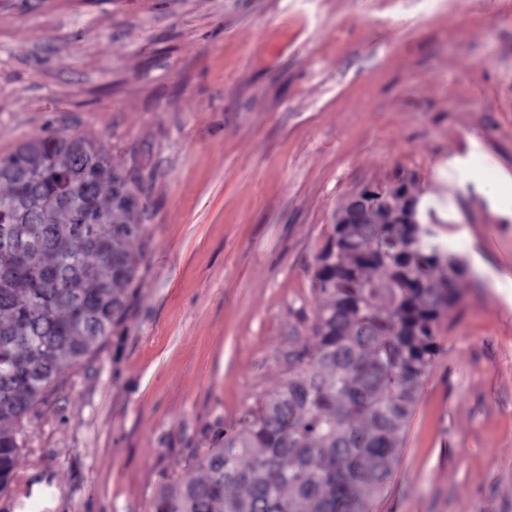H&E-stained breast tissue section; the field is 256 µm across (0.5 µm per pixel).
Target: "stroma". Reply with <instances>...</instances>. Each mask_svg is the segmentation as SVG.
<instances>
[{"instance_id": "35a3bbf8", "label": "stroma", "mask_w": 512, "mask_h": 512, "mask_svg": "<svg viewBox=\"0 0 512 512\" xmlns=\"http://www.w3.org/2000/svg\"><path fill=\"white\" fill-rule=\"evenodd\" d=\"M143 178L122 323L19 425L0 512H148L288 378L315 257L414 179L469 273L373 512H512V0H0V155Z\"/></svg>"}]
</instances>
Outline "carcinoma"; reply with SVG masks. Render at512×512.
I'll return each instance as SVG.
<instances>
[{
    "label": "carcinoma",
    "instance_id": "cac0c4a2",
    "mask_svg": "<svg viewBox=\"0 0 512 512\" xmlns=\"http://www.w3.org/2000/svg\"><path fill=\"white\" fill-rule=\"evenodd\" d=\"M141 190L81 135L0 157V493L19 452L13 425L126 315ZM392 198H374L384 224L338 213L316 257L312 342L292 346L288 380L196 461L203 476L162 486L152 512H371L468 275L433 211L421 223L410 183Z\"/></svg>",
    "mask_w": 512,
    "mask_h": 512
}]
</instances>
